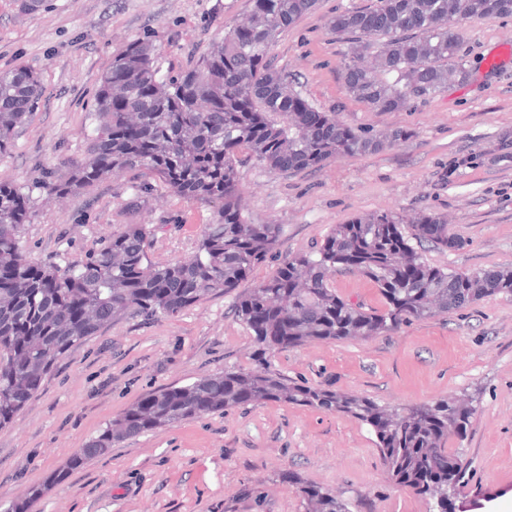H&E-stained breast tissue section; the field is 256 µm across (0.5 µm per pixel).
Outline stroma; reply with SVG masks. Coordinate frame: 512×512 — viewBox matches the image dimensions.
I'll use <instances>...</instances> for the list:
<instances>
[{"label": "stroma", "instance_id": "1", "mask_svg": "<svg viewBox=\"0 0 512 512\" xmlns=\"http://www.w3.org/2000/svg\"><path fill=\"white\" fill-rule=\"evenodd\" d=\"M374 0H319L271 49L309 103L355 129L406 137L376 153L344 156L282 175L256 160L238 169L253 224H278V244L237 291L203 297L174 317L125 313L61 357L37 395L0 427V512L43 494L33 512H305L293 478L321 486L351 512H428L390 482L371 428L288 403H250L114 443L71 470L69 460L112 419L152 392L227 369L269 368L288 380L371 398L385 406L448 398L473 407L464 438L447 447L467 466L464 512H512V298L490 296L449 314L404 321L369 340L314 341L256 356L235 315L238 293L285 261L316 251L333 225L375 211L446 215L462 246L426 244L431 266L461 273L512 268V16L469 19L470 74L444 92L374 112L341 81L347 45L328 28L336 13ZM26 13L0 0V72L22 65L43 93L0 155V182L34 185L82 159L98 124L101 74L136 40L152 41L161 71L191 68L208 39L248 13L251 0H48ZM150 191H141L142 183ZM213 209L177 196L138 171L109 175L64 201L35 196L22 253L59 265L86 261L127 224L155 229L149 255L194 254ZM331 285L367 311L385 300L363 275Z\"/></svg>", "mask_w": 512, "mask_h": 512}]
</instances>
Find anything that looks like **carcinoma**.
Instances as JSON below:
<instances>
[{"instance_id": "cac0c4a2", "label": "carcinoma", "mask_w": 512, "mask_h": 512, "mask_svg": "<svg viewBox=\"0 0 512 512\" xmlns=\"http://www.w3.org/2000/svg\"><path fill=\"white\" fill-rule=\"evenodd\" d=\"M317 0H252L246 20L212 38L197 67L164 77L155 47L133 42L102 74L99 124L85 156L26 189L0 182V425L38 391L60 356L113 317L134 311L174 316L208 294L227 293L276 246L279 224H251L241 207L237 167L256 159L288 174L343 156L376 152L406 137L357 131L313 107L292 76L272 67L271 47ZM512 15V0H376L338 13L329 29L348 43L341 74L347 94L376 112H398L413 95H434L469 75L460 25ZM42 96L23 66L0 72V153ZM144 170L188 200L213 204L198 250L175 263L150 259L154 229L128 224L82 264L35 263L19 249L33 192L64 198L109 174ZM404 219L375 212L336 224L315 254H297L238 296L235 314L257 354L323 340H367L407 319L448 314L487 296L512 298V268L458 273L425 264L411 244L458 249L443 218L426 214L406 235ZM375 283L387 304L368 312L336 294L331 279L349 269ZM252 402H287L355 418L372 429L384 472L448 512V491L464 488V464L445 445L464 437L472 413L447 398L387 407L355 394L291 383L271 370H224L158 390L110 421L71 465L112 444L203 414ZM306 512H350L322 488L300 483Z\"/></svg>"}]
</instances>
